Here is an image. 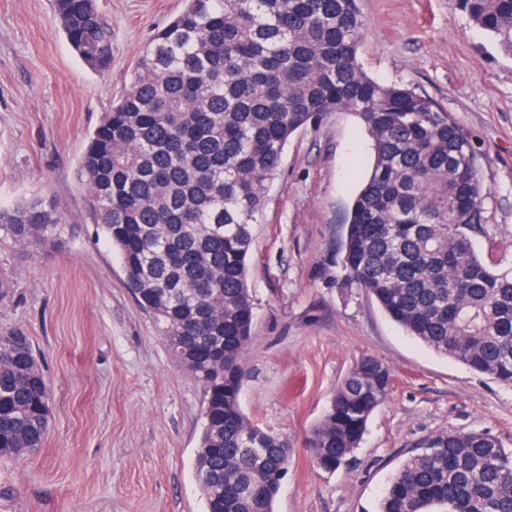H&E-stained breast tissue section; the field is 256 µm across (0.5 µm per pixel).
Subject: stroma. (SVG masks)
I'll use <instances>...</instances> for the list:
<instances>
[{
  "label": "stroma",
  "instance_id": "obj_1",
  "mask_svg": "<svg viewBox=\"0 0 512 512\" xmlns=\"http://www.w3.org/2000/svg\"><path fill=\"white\" fill-rule=\"evenodd\" d=\"M112 65L71 49L55 0H0V206L42 195L64 218L58 248L0 240V333L22 328L50 383L52 419L35 454L0 457V512H203L193 468L203 392L126 288L84 204L78 163L129 86L138 57L184 0H96ZM359 60L374 79L435 99L480 151L487 227L512 255V55L457 0H357ZM372 140L329 112L289 140L252 227L253 338L240 395L258 427L293 443L274 512H375L428 436L485 431L512 448V388L440 356L392 322L336 258ZM392 373L351 462L314 464L302 441L353 364Z\"/></svg>",
  "mask_w": 512,
  "mask_h": 512
}]
</instances>
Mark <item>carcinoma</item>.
Here are the masks:
<instances>
[{"label": "carcinoma", "mask_w": 512, "mask_h": 512, "mask_svg": "<svg viewBox=\"0 0 512 512\" xmlns=\"http://www.w3.org/2000/svg\"><path fill=\"white\" fill-rule=\"evenodd\" d=\"M80 60L100 72L112 35L95 0H55ZM512 54V0H458ZM356 0H185L142 50L129 88L90 134L78 173L92 218L118 253L124 283L168 350L200 385L194 476L205 512H274L288 437L243 413L244 352L254 324L247 284L252 224L290 137L327 112H353L373 143L341 263L406 333L512 387V265L485 259L488 193L478 150L448 112L363 69ZM19 246L62 243L57 202L0 208ZM390 369L363 357L305 436L336 470L386 400ZM50 389L21 329L0 335V456L42 446ZM378 512H512V448L482 431L423 440Z\"/></svg>", "instance_id": "obj_1"}]
</instances>
